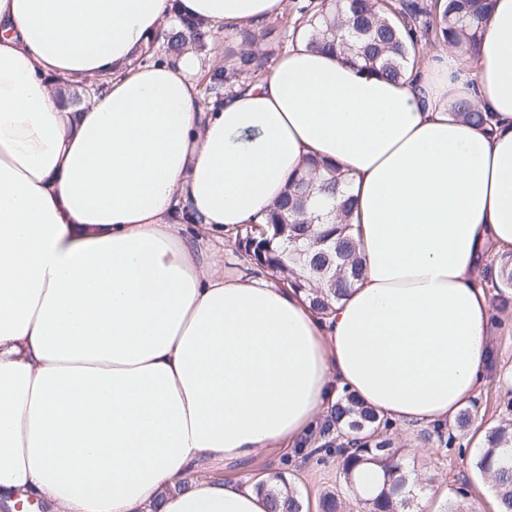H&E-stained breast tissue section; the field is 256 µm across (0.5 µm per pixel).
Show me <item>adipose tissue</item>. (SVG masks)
Segmentation results:
<instances>
[{
  "mask_svg": "<svg viewBox=\"0 0 512 512\" xmlns=\"http://www.w3.org/2000/svg\"><path fill=\"white\" fill-rule=\"evenodd\" d=\"M284 0H0V501L51 512H268L190 479L306 436L349 392L453 421L490 356L479 272L512 252V0L469 56L402 82L304 43L202 100L198 58L142 62L183 15L234 33ZM490 113L479 128L459 102ZM355 201L364 273L331 314L228 275L215 239L306 161Z\"/></svg>",
  "mask_w": 512,
  "mask_h": 512,
  "instance_id": "1",
  "label": "adipose tissue"
}]
</instances>
